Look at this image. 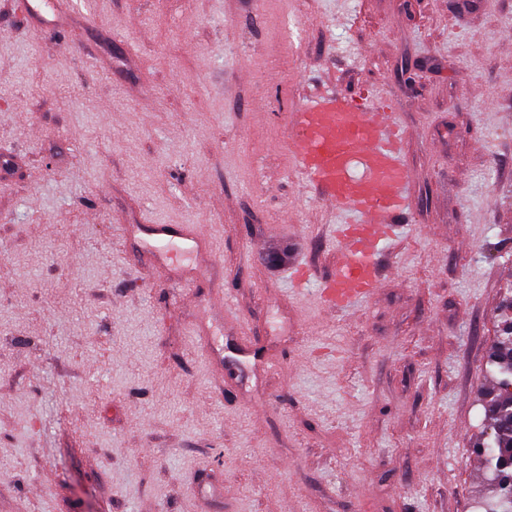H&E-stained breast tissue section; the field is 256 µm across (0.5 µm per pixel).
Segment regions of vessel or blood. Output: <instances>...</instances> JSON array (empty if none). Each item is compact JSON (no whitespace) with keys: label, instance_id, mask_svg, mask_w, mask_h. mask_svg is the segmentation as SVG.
Returning a JSON list of instances; mask_svg holds the SVG:
<instances>
[{"label":"vessel or blood","instance_id":"b4317fda","mask_svg":"<svg viewBox=\"0 0 512 512\" xmlns=\"http://www.w3.org/2000/svg\"><path fill=\"white\" fill-rule=\"evenodd\" d=\"M288 156L314 196L342 214L336 228V264L323 281L322 297L347 311L379 287L387 246L412 209L411 178L404 162L406 133L385 103L365 106L347 93H322L287 114ZM155 241L180 239L193 252V231L175 235L154 224Z\"/></svg>","mask_w":512,"mask_h":512}]
</instances>
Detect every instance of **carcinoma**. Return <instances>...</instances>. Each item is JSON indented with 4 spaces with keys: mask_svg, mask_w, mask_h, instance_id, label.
<instances>
[{
    "mask_svg": "<svg viewBox=\"0 0 512 512\" xmlns=\"http://www.w3.org/2000/svg\"><path fill=\"white\" fill-rule=\"evenodd\" d=\"M492 362L503 378L488 393L486 405L492 439L484 444L483 451L498 479L497 493L489 500L486 512H512V321L502 328Z\"/></svg>",
    "mask_w": 512,
    "mask_h": 512,
    "instance_id": "cac0c4a2",
    "label": "carcinoma"
}]
</instances>
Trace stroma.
<instances>
[{
    "instance_id": "35a3bbf8",
    "label": "stroma",
    "mask_w": 512,
    "mask_h": 512,
    "mask_svg": "<svg viewBox=\"0 0 512 512\" xmlns=\"http://www.w3.org/2000/svg\"><path fill=\"white\" fill-rule=\"evenodd\" d=\"M67 2L47 29L0 0V512H472L512 0ZM326 90L408 132L410 222L351 313L320 300L339 217L284 148Z\"/></svg>"
}]
</instances>
